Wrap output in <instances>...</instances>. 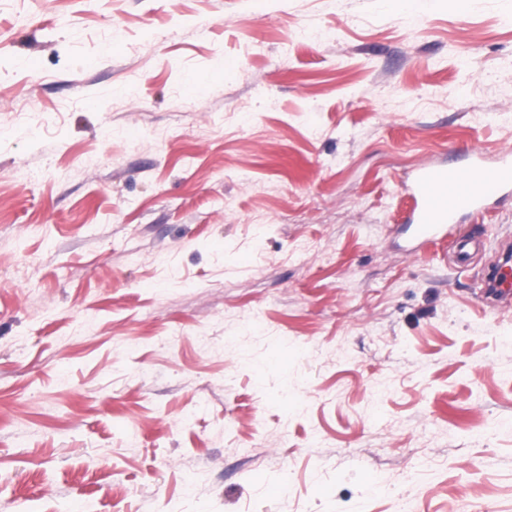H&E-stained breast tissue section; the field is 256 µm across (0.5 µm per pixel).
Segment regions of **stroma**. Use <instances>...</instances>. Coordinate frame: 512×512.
Here are the masks:
<instances>
[{"mask_svg":"<svg viewBox=\"0 0 512 512\" xmlns=\"http://www.w3.org/2000/svg\"><path fill=\"white\" fill-rule=\"evenodd\" d=\"M476 145L512 0H0V512H512V197L402 222ZM384 7L392 14L407 21H414L418 13L429 8L433 0H381Z\"/></svg>","mask_w":512,"mask_h":512,"instance_id":"35a3bbf8","label":"stroma"}]
</instances>
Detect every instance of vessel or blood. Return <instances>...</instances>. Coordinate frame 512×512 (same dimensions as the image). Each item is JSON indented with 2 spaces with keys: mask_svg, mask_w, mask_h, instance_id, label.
Segmentation results:
<instances>
[{
  "mask_svg": "<svg viewBox=\"0 0 512 512\" xmlns=\"http://www.w3.org/2000/svg\"><path fill=\"white\" fill-rule=\"evenodd\" d=\"M512 193V153L488 161L471 149L464 164L430 162L418 167L406 186L409 207L405 223L425 245H449L455 264L467 265L479 248L476 238L461 234V215H480L489 201Z\"/></svg>",
  "mask_w": 512,
  "mask_h": 512,
  "instance_id": "obj_1",
  "label": "vessel or blood"
}]
</instances>
